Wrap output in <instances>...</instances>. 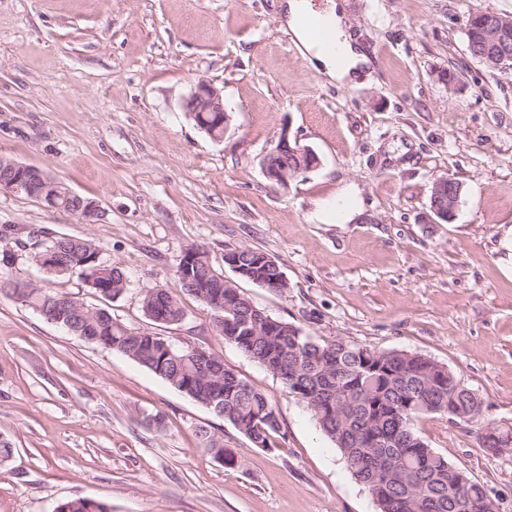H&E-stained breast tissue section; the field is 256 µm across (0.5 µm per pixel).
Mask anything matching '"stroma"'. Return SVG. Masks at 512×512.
<instances>
[{
    "instance_id": "1",
    "label": "stroma",
    "mask_w": 512,
    "mask_h": 512,
    "mask_svg": "<svg viewBox=\"0 0 512 512\" xmlns=\"http://www.w3.org/2000/svg\"><path fill=\"white\" fill-rule=\"evenodd\" d=\"M284 2L0 0V155L101 209L80 224L1 193L14 259L0 274L212 353L272 397L285 435L277 451L256 448L151 371L0 294V438L12 444L0 512L73 497L112 512H377L310 411L216 334L206 306L183 296L173 325L144 315V293L172 285L191 243L229 280L225 249L266 253L288 288L239 281L257 307L320 339L428 356L479 395L486 419L512 423V74L489 70L465 37L470 12L512 16V0H344L369 60L351 86L300 55ZM201 79L231 117L219 140L183 110ZM283 136L320 164L281 188L263 159ZM448 175L464 194L454 220L434 224L431 187ZM41 231L94 239L125 273L124 295L48 277L26 249ZM157 412L159 427L146 420ZM203 427L236 468L204 448ZM417 430L512 512L511 455L441 415Z\"/></svg>"
}]
</instances>
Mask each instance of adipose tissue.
Wrapping results in <instances>:
<instances>
[{
  "instance_id": "1",
  "label": "adipose tissue",
  "mask_w": 512,
  "mask_h": 512,
  "mask_svg": "<svg viewBox=\"0 0 512 512\" xmlns=\"http://www.w3.org/2000/svg\"><path fill=\"white\" fill-rule=\"evenodd\" d=\"M308 11L306 0H288L285 9L287 27L301 55L329 80L341 85L354 83L356 74L367 65L368 58L357 49L346 32L345 14L340 0H329L323 13L335 36V50L325 49L306 31L302 21Z\"/></svg>"
}]
</instances>
